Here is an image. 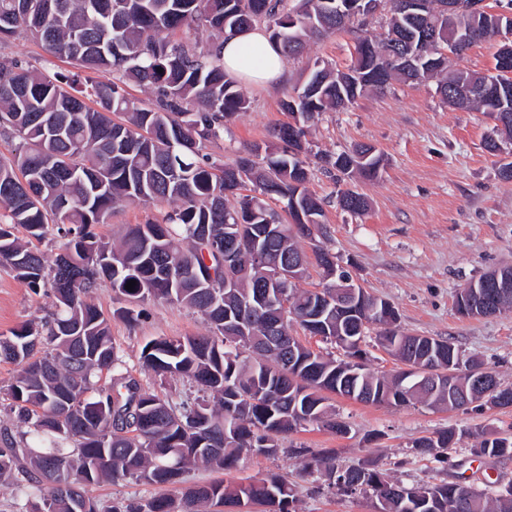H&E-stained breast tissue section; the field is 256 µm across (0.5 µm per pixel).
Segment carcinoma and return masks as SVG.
<instances>
[{
    "instance_id": "obj_1",
    "label": "carcinoma",
    "mask_w": 512,
    "mask_h": 512,
    "mask_svg": "<svg viewBox=\"0 0 512 512\" xmlns=\"http://www.w3.org/2000/svg\"><path fill=\"white\" fill-rule=\"evenodd\" d=\"M344 0H0V39L24 34L45 51L70 62L72 77L42 72L18 57L0 58V130L19 139L9 157L0 155V266L34 291L50 289L52 321L32 322L0 338V360L20 370L6 389L9 412L20 439L0 448V477L20 475L27 501L51 499L49 512H97L88 488L110 478L150 485L178 482L188 465L235 470L262 449L282 452L279 437L316 423L332 431L336 417L326 394L373 405L411 406L446 402L445 394L418 385L412 370L378 374L363 363L354 335L361 322L397 321L387 301L367 295L368 308L354 314L336 310L332 289L301 290L277 276L288 259L308 257L300 218L324 233L321 199L307 189V124L329 109H346L367 91L380 89L381 76L415 82L437 78L448 100L453 84L475 72L435 64L433 48L470 24L433 11L407 15L398 0H386L390 17L379 36L361 20L336 10ZM294 16L288 27L282 19ZM259 24L289 58L307 41L345 28L356 33L352 62L343 72L315 60L304 85L282 102L284 121L273 128L278 146L238 156L227 165L203 150L224 134V123L247 108L238 81L224 71L221 42L201 51L170 35L205 26L224 35ZM419 57L418 69L396 67L380 73L393 48ZM129 82L152 89L148 105L133 101ZM383 168L376 152L358 175L375 180ZM253 193L244 194L246 186ZM282 204L291 223L267 200ZM126 203H166L161 217L127 227L118 242L97 237L112 210ZM342 210H367V197L341 192ZM67 240L53 261L14 234L44 238L49 225ZM272 230H266L267 225ZM241 258L233 286L224 287V243ZM328 283L345 276L336 256L314 251ZM132 303L158 300L200 312L208 336L161 337L142 349V365L160 381L182 375L192 390L179 400L144 388L118 370L121 359L109 319L87 300L99 282ZM134 280L133 290L126 289ZM243 303L255 305L254 319L241 330L226 315ZM298 324L344 351L336 359L291 337L281 351L278 337ZM380 346L403 363L425 355L441 369L483 363L462 356L450 341L385 329ZM112 371L109 382L97 373ZM455 429L415 440L417 455L448 463L447 450L462 441ZM325 472L328 488L343 494L379 493L382 512H512V484L478 490L459 479L405 487L390 479L376 461L338 468L332 451L290 448ZM477 456L512 457V440L481 433ZM241 499L264 512H295L292 483L280 474L248 484L214 481L185 489L180 501L158 496L109 512H222Z\"/></svg>"
}]
</instances>
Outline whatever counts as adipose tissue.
Listing matches in <instances>:
<instances>
[{"label":"adipose tissue","mask_w":512,"mask_h":512,"mask_svg":"<svg viewBox=\"0 0 512 512\" xmlns=\"http://www.w3.org/2000/svg\"><path fill=\"white\" fill-rule=\"evenodd\" d=\"M224 68L240 81L269 86L283 79V57L263 28L256 27L225 40Z\"/></svg>","instance_id":"1"}]
</instances>
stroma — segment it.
Here are the masks:
<instances>
[{
	"label": "stroma",
	"instance_id": "obj_1",
	"mask_svg": "<svg viewBox=\"0 0 512 512\" xmlns=\"http://www.w3.org/2000/svg\"><path fill=\"white\" fill-rule=\"evenodd\" d=\"M354 38L345 30L312 40L299 57L286 60L281 82L268 88L245 87L248 107L226 123L222 139L208 144L210 157L229 163L236 155L270 145L272 127L285 119L281 103L302 84L310 65L319 59L347 67ZM3 55L23 57L53 72L71 70L66 60L49 58L41 43L28 37L0 41ZM495 135L492 116L453 109L438 96L435 82L396 84L365 94L346 110L323 113L307 134L315 153H338L359 142L374 145L384 159L380 177L350 182L315 164L308 187L324 202L328 249L355 283L396 308L397 331L448 339L462 354L478 357L502 382L512 384V311L465 318L454 308L456 294L470 282L512 265V180L500 173L501 157L485 148ZM349 185L368 197L366 212L351 214L339 207L337 192ZM164 210L161 204H124L96 232L112 241L126 225L145 223ZM91 299L110 316L123 366L143 387H160L174 396L189 388V381L178 377L158 383L143 367L141 352L156 338L207 334L199 313L152 301L140 321L130 324L116 317V310L126 308L128 302L109 284L95 288ZM51 305L48 295L33 293L0 269V337L23 323L44 320ZM329 403L347 425L346 435L309 424L281 439V446L334 450L342 467L373 459L392 479L409 487L461 476L481 488L490 479L503 485L512 481V457L492 459L472 453L478 431L512 437V407L447 411L424 405L376 406L334 395ZM451 427L475 431L452 448L454 468L440 469L432 459L413 453L415 439ZM271 473L285 475L293 484L296 512L374 510L370 495L329 490L323 475L307 467L304 459L285 454L249 455L226 473L197 466L185 473L182 482L164 486L105 480L92 486L89 494L106 507L155 495L177 498L194 484L222 479L245 482Z\"/></svg>",
	"mask_w": 512,
	"mask_h": 512
}]
</instances>
